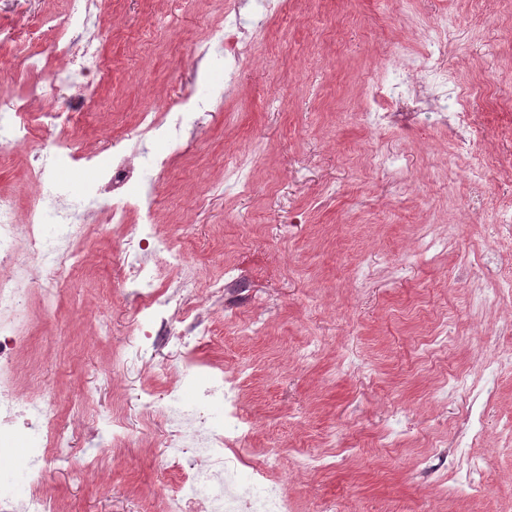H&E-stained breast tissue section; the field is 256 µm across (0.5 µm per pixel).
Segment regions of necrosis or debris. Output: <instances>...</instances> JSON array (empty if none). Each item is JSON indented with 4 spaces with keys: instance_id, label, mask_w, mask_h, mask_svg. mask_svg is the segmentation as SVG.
<instances>
[{
    "instance_id": "4bbe7bcc",
    "label": "necrosis or debris",
    "mask_w": 512,
    "mask_h": 512,
    "mask_svg": "<svg viewBox=\"0 0 512 512\" xmlns=\"http://www.w3.org/2000/svg\"><path fill=\"white\" fill-rule=\"evenodd\" d=\"M104 0H70L68 11L56 19L51 32V60H44L41 25L14 30L11 42L26 48L27 70L35 81L25 90L0 83V163L19 150L32 156L28 178L37 202L19 212L14 195L0 191V464L22 463L32 488L17 496H1L0 512H58L55 500L41 491L48 470L66 461L68 441L57 429L58 406L48 391L20 389L19 356L28 341L32 291H39L45 312L55 309L56 284L61 276L83 263V246L92 224L125 229L124 250L134 253L120 283L134 302L129 322L130 350L115 353L114 361L143 357L168 344L181 356L165 405H156L152 390H145L143 407L148 420L162 423L167 432L159 446L166 459L184 470L167 500L166 512H292L282 485L270 478L273 457L254 462L248 488L239 482L242 453L253 432L251 414L242 402V385L223 367L197 360L199 347L217 345L214 309L232 318L235 301L245 291V278L234 266L212 280L209 305H189L197 295L200 275L190 264L183 238L162 235L158 229V199L135 172L140 167L165 171L169 156L146 154L138 143L112 139L110 153L92 147L77 148L72 130L102 78V40L92 27ZM279 0H254L255 19H245L227 7L220 23L211 27L207 48L211 57L228 64L239 62L277 14ZM419 38L427 49L423 61L409 67L383 66L380 87L412 115L443 111L456 154L469 157L467 178L483 181L488 170L477 152L483 132L469 103L452 97L456 77L447 64L453 34L447 18L422 26ZM68 96L67 107L47 112L46 122L34 119V106L43 100ZM224 100L223 89L199 96L186 92L159 106L146 107L140 121L146 135L179 145L187 128L195 127L198 113ZM55 134L44 138L45 127ZM90 171L80 200L73 201L58 188L62 168ZM54 222L58 232L46 237L43 226ZM224 409L222 422L206 415L213 404Z\"/></svg>"
}]
</instances>
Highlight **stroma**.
Segmentation results:
<instances>
[{"label": "stroma", "mask_w": 512, "mask_h": 512, "mask_svg": "<svg viewBox=\"0 0 512 512\" xmlns=\"http://www.w3.org/2000/svg\"><path fill=\"white\" fill-rule=\"evenodd\" d=\"M67 0H0V56L26 81L25 51L4 35L62 15ZM223 0H112L105 81L76 133L93 146L138 135L150 101L228 85L223 106L198 115L185 150L148 178L167 232L188 225L202 282L235 265L249 278L225 349L200 361L239 374L254 416L252 457L271 455L294 512H512V303L476 288L512 266L489 219L512 195V0H284L265 42L235 73L192 58ZM448 16V65L485 132L490 178L466 180L442 113L407 125L366 118L382 61L424 55L421 22ZM397 159L395 170L380 164ZM22 152L0 164V190L34 199ZM441 245L421 248L424 232ZM89 266L62 278L55 314L33 304L21 358L26 386L55 394L69 460L43 490L62 512H164L180 469L142 421L139 393L163 392L170 350L113 365L133 303L119 286L116 241L94 238ZM120 409L132 443L119 457L87 431ZM450 495L441 499L438 482Z\"/></svg>", "instance_id": "obj_1"}]
</instances>
